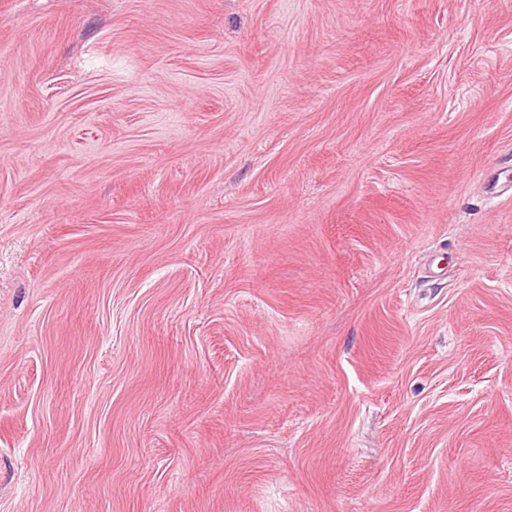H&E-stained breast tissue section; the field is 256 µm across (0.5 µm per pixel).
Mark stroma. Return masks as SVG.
Returning a JSON list of instances; mask_svg holds the SVG:
<instances>
[{
	"mask_svg": "<svg viewBox=\"0 0 512 512\" xmlns=\"http://www.w3.org/2000/svg\"><path fill=\"white\" fill-rule=\"evenodd\" d=\"M0 512H512V0H0Z\"/></svg>",
	"mask_w": 512,
	"mask_h": 512,
	"instance_id": "obj_1",
	"label": "stroma"
}]
</instances>
